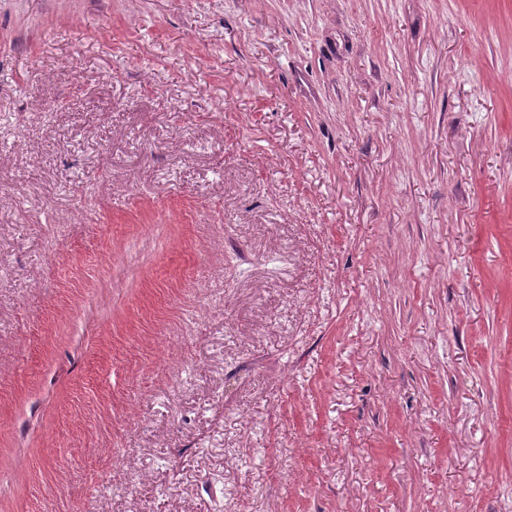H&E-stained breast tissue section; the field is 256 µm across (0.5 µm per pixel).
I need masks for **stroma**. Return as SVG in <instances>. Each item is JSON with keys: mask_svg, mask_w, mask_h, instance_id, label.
Returning <instances> with one entry per match:
<instances>
[{"mask_svg": "<svg viewBox=\"0 0 512 512\" xmlns=\"http://www.w3.org/2000/svg\"><path fill=\"white\" fill-rule=\"evenodd\" d=\"M0 512H512V0H0Z\"/></svg>", "mask_w": 512, "mask_h": 512, "instance_id": "stroma-1", "label": "stroma"}]
</instances>
